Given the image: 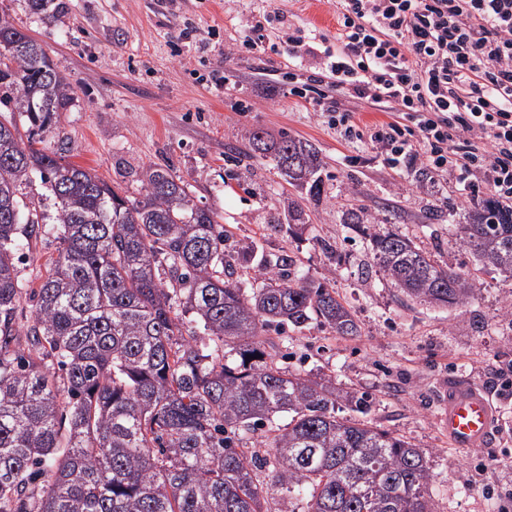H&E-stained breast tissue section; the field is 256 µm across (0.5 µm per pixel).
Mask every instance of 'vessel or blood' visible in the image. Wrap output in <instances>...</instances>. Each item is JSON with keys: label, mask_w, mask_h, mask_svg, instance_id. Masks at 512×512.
<instances>
[{"label": "vessel or blood", "mask_w": 512, "mask_h": 512, "mask_svg": "<svg viewBox=\"0 0 512 512\" xmlns=\"http://www.w3.org/2000/svg\"><path fill=\"white\" fill-rule=\"evenodd\" d=\"M494 417L491 399L478 385L464 377L450 382L448 404L439 423L454 446H485L493 434Z\"/></svg>", "instance_id": "vessel-or-blood-1"}]
</instances>
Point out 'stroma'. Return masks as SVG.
<instances>
[{
  "label": "stroma",
  "instance_id": "stroma-1",
  "mask_svg": "<svg viewBox=\"0 0 512 512\" xmlns=\"http://www.w3.org/2000/svg\"><path fill=\"white\" fill-rule=\"evenodd\" d=\"M48 14L54 23H44ZM1 16L41 44L74 90L69 110L42 132L44 148L121 181L132 197L143 168L168 169L197 205L221 214L231 244L288 254L309 277L328 280L359 334L338 336L314 322L271 333L272 354L290 371L366 397L368 420L423 450L434 512H512V316L503 313L512 279L481 268L455 243L473 203L492 189L391 171L293 94L313 60L293 66L283 37L313 30L335 46L334 0H0ZM258 22L261 43L245 47ZM232 44L236 53L225 56ZM256 128L315 145L321 201L288 185L270 159L249 154ZM291 201L310 216L295 235L272 225ZM352 211L409 237L438 264L471 273L474 294L452 308L407 298L372 266L368 238L346 221ZM58 247L49 234L25 246L16 263L25 290L39 286ZM452 377L490 393L498 415L490 446L454 447L441 428Z\"/></svg>",
  "mask_w": 512,
  "mask_h": 512
}]
</instances>
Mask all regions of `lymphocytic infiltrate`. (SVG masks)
<instances>
[{
  "mask_svg": "<svg viewBox=\"0 0 512 512\" xmlns=\"http://www.w3.org/2000/svg\"><path fill=\"white\" fill-rule=\"evenodd\" d=\"M336 45L299 91L389 168L475 176L512 197V0H339ZM401 120L363 127L335 93Z\"/></svg>",
  "mask_w": 512,
  "mask_h": 512,
  "instance_id": "obj_1",
  "label": "lymphocytic infiltrate"
}]
</instances>
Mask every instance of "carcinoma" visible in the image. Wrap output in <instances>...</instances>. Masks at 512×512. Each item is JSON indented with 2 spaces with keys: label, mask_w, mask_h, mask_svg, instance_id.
<instances>
[{
  "label": "carcinoma",
  "mask_w": 512,
  "mask_h": 512,
  "mask_svg": "<svg viewBox=\"0 0 512 512\" xmlns=\"http://www.w3.org/2000/svg\"><path fill=\"white\" fill-rule=\"evenodd\" d=\"M0 46V105L19 101L28 124L24 140L0 119V512H266L274 489L307 512H432L422 450L337 415L341 402L361 414L369 402L268 351V332L312 320L359 333L329 283L291 273L286 254L227 245L218 214L167 169L145 170L132 200L36 148L73 91L2 17ZM248 141L320 199L316 147L261 128ZM33 173L54 198L59 248L21 324L18 234L42 227L18 187ZM456 244L512 279V207L474 203ZM371 259L421 303L461 305L476 288L397 233L372 234ZM254 261V281L235 276ZM260 429L264 457L246 448Z\"/></svg>",
  "instance_id": "obj_1"
}]
</instances>
